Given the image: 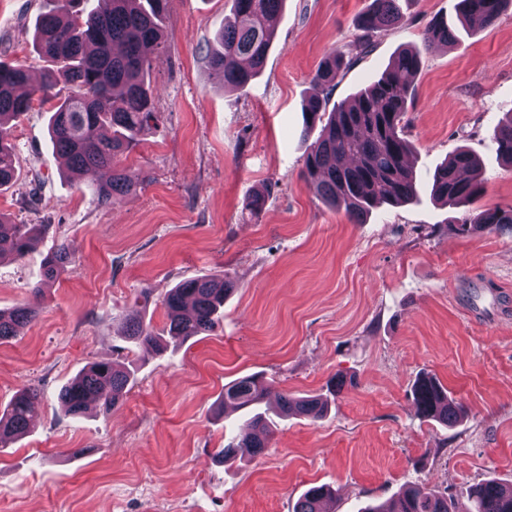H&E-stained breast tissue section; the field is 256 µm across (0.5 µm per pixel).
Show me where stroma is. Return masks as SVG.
I'll return each mask as SVG.
<instances>
[{
	"label": "stroma",
	"mask_w": 512,
	"mask_h": 512,
	"mask_svg": "<svg viewBox=\"0 0 512 512\" xmlns=\"http://www.w3.org/2000/svg\"><path fill=\"white\" fill-rule=\"evenodd\" d=\"M457 2L419 0L361 56L355 21L370 0H285L262 74L226 91L206 53L232 0H170L150 70L159 128L123 156L141 183L109 206L88 189L96 174L66 175L48 106L15 122L18 172L0 187V214L48 231L0 261V310L36 312L0 343V413L19 388L40 392L28 433L0 443V512H292L321 484L336 512H357L416 484L461 499L476 482H512V233L458 235L462 210L431 192L464 147L485 180L481 206L512 207L495 141L512 110V8L422 55L406 116L418 201L356 224L302 176L314 144L302 105L319 62L354 59L331 94L347 101L434 18L455 19ZM43 6L0 0V61L36 82L45 64L28 32ZM264 185L251 216L247 196ZM60 240L71 269L39 285ZM223 273L237 288L214 332L172 339L162 356L126 342L131 310L163 328L170 288ZM101 360L129 368L128 392L110 414L71 420L58 393ZM252 374L298 395L335 376L351 385L324 418L276 419L264 454L218 463L226 433L247 424L245 411L225 412L224 387ZM423 374L462 405L456 424L420 418L411 387Z\"/></svg>",
	"instance_id": "35a3bbf8"
}]
</instances>
